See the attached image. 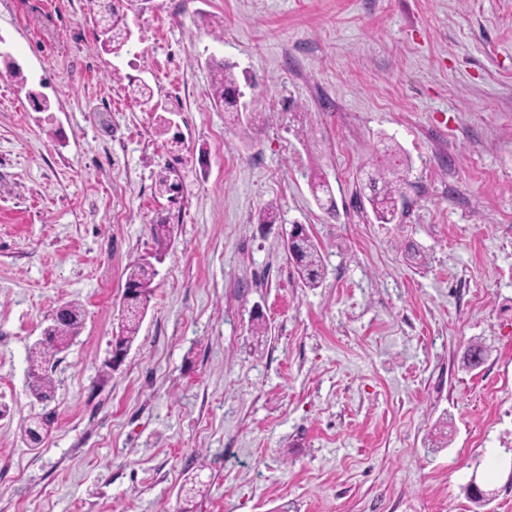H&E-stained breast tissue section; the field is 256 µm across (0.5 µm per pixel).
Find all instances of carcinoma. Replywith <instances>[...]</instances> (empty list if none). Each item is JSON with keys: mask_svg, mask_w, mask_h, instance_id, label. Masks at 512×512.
<instances>
[{"mask_svg": "<svg viewBox=\"0 0 512 512\" xmlns=\"http://www.w3.org/2000/svg\"><path fill=\"white\" fill-rule=\"evenodd\" d=\"M133 0H107L102 6L97 21L99 31L98 39L104 52L120 54L131 46L127 37L128 23L127 10ZM212 71L211 97L217 107L224 108L226 112L238 111L235 92L239 91L240 83L234 73V66L224 61L213 60L210 63ZM132 91L141 104L150 107L156 113V132L160 135L168 133L171 120L166 115L157 112L151 105L153 91L145 83H137ZM392 178L378 182L369 179L371 196L369 202L376 220L382 224H390L396 219L397 198L401 187L399 172L391 171ZM153 232L161 249L154 258L161 261L164 256L163 248L167 246L170 237L168 224L160 221L153 225ZM287 249L292 269L306 285L314 287L321 278L322 256L319 246L315 243L307 230L288 238ZM157 271L153 262L141 259L126 270L125 287L135 289V295L130 308L126 310L119 331L115 334L125 348H130L135 342L145 313L148 310L154 293L153 282ZM67 321L64 329L56 328V314L48 318V325L44 329L45 338L35 344L29 356V386L40 401L46 402L53 397L52 379L48 374V364L60 353L66 351L73 338L78 336L83 326V315L80 305L70 303L66 305ZM488 350L483 344L474 343L464 352L463 364L467 367H477L487 358ZM51 414L47 413L41 418L29 422L20 428L19 439L30 448H37L43 441V430L51 423Z\"/></svg>", "mask_w": 512, "mask_h": 512, "instance_id": "cac0c4a2", "label": "carcinoma"}]
</instances>
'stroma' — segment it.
I'll return each instance as SVG.
<instances>
[{
	"mask_svg": "<svg viewBox=\"0 0 512 512\" xmlns=\"http://www.w3.org/2000/svg\"><path fill=\"white\" fill-rule=\"evenodd\" d=\"M99 12L0 0L26 77L0 62V512H472L474 477L482 512H512V0H155L119 57ZM213 58L259 120L214 106ZM133 80L171 110L181 164ZM171 164L173 201L154 192ZM394 165L382 224L365 184ZM160 220L154 296L112 370L125 270ZM294 224L317 287L290 273ZM64 302L83 328L44 404L28 353ZM472 341L489 357L467 370ZM47 408L34 452L17 434ZM288 258L292 269L308 287H314L321 278L322 256L319 246L303 229L288 238ZM290 255V256H289Z\"/></svg>",
	"mask_w": 512,
	"mask_h": 512,
	"instance_id": "35a3bbf8",
	"label": "stroma"
}]
</instances>
